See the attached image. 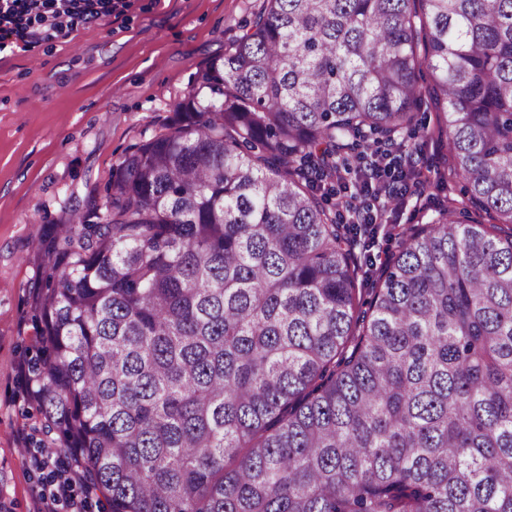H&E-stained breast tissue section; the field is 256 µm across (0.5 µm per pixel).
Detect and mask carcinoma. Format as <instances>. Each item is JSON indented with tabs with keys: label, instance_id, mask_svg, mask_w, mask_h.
Returning a JSON list of instances; mask_svg holds the SVG:
<instances>
[{
	"label": "carcinoma",
	"instance_id": "obj_1",
	"mask_svg": "<svg viewBox=\"0 0 512 512\" xmlns=\"http://www.w3.org/2000/svg\"><path fill=\"white\" fill-rule=\"evenodd\" d=\"M265 3L27 257L39 445L110 512H512V0ZM427 99L495 223L403 230L365 301L319 191Z\"/></svg>",
	"mask_w": 512,
	"mask_h": 512
}]
</instances>
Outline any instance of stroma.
I'll return each mask as SVG.
<instances>
[{"label": "stroma", "instance_id": "stroma-1", "mask_svg": "<svg viewBox=\"0 0 512 512\" xmlns=\"http://www.w3.org/2000/svg\"><path fill=\"white\" fill-rule=\"evenodd\" d=\"M264 0H118L112 15L79 23L67 37L0 50V512H41L40 491L65 467L37 466L32 410L20 365L35 332L26 305L34 270L26 258L69 197L102 188L126 150L165 133L197 72L223 60ZM419 116L430 134L390 145L393 165L418 160V193L385 207L372 257L397 250L394 232L431 221L456 200L467 222L485 221L450 164L434 108Z\"/></svg>", "mask_w": 512, "mask_h": 512}]
</instances>
